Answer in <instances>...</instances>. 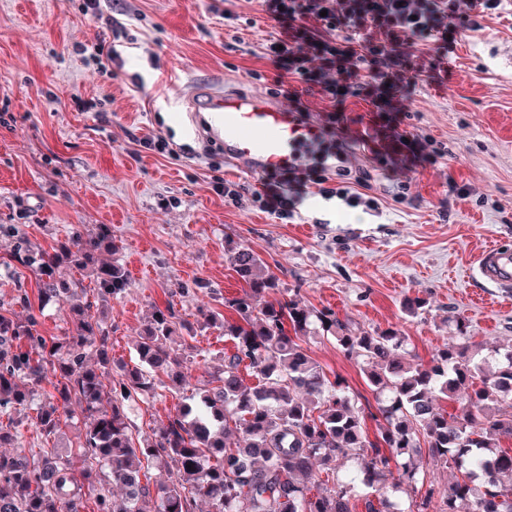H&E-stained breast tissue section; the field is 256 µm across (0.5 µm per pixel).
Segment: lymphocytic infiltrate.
I'll return each mask as SVG.
<instances>
[{"instance_id": "obj_1", "label": "lymphocytic infiltrate", "mask_w": 512, "mask_h": 512, "mask_svg": "<svg viewBox=\"0 0 512 512\" xmlns=\"http://www.w3.org/2000/svg\"><path fill=\"white\" fill-rule=\"evenodd\" d=\"M503 0H262L273 23L261 55L276 71L274 84L293 107L305 112L309 99L328 101L329 125L343 123L348 97L360 95L379 119L402 111L418 82L448 67L458 36L477 31ZM342 141L321 143L317 163L301 179L295 170L267 179L252 203L281 221L297 217L308 184L348 207L379 212L376 197L358 192L343 168L329 170L326 157H343ZM340 182L327 188L328 172Z\"/></svg>"}]
</instances>
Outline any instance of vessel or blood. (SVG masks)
Wrapping results in <instances>:
<instances>
[{
    "instance_id": "b4317fda",
    "label": "vessel or blood",
    "mask_w": 512,
    "mask_h": 512,
    "mask_svg": "<svg viewBox=\"0 0 512 512\" xmlns=\"http://www.w3.org/2000/svg\"><path fill=\"white\" fill-rule=\"evenodd\" d=\"M189 111L200 113L208 134L223 143L231 160L260 171H285L301 164L303 152L321 140L324 127L304 122L296 109L273 98L238 89L195 87ZM478 272L499 287H512V251L490 247Z\"/></svg>"
}]
</instances>
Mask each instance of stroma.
Instances as JSON below:
<instances>
[{
	"mask_svg": "<svg viewBox=\"0 0 512 512\" xmlns=\"http://www.w3.org/2000/svg\"><path fill=\"white\" fill-rule=\"evenodd\" d=\"M82 0H0V306L24 318L17 286L36 295L34 276L6 268L20 239L51 247L73 227L112 230L115 256L147 270L105 302L103 325L114 361L134 364L135 343L154 308L174 302L193 317L202 306L223 308L241 284L227 260L234 243L251 248L280 280L283 296L334 310L364 329L401 330L418 359L456 342L450 324L462 317L480 356L512 344V291L472 274L488 243L512 249V0L481 30L464 32L446 73L419 83L406 111L394 114L401 143L376 154L365 136L367 103L346 102L353 118L346 167L369 176L380 213L351 209L309 188L302 221L284 224L250 204L218 196L230 179L251 196L263 173L237 166L224 147L203 139L183 96L205 84L267 94L275 71L260 56L271 23L245 0H133L124 16L134 41L102 72L75 52L106 33L85 15ZM253 18L233 40L225 10ZM262 80L252 79V71ZM100 100L80 112L73 97ZM166 136L162 156L140 145ZM420 300L415 314L407 300ZM309 355L338 375L369 418L375 396L355 360L334 341L309 339ZM190 384L210 380L231 341L202 330ZM178 397L138 396L126 404L134 435L167 422Z\"/></svg>",
	"mask_w": 512,
	"mask_h": 512,
	"instance_id": "35a3bbf8",
	"label": "stroma"
}]
</instances>
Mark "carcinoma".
<instances>
[{"mask_svg":"<svg viewBox=\"0 0 512 512\" xmlns=\"http://www.w3.org/2000/svg\"><path fill=\"white\" fill-rule=\"evenodd\" d=\"M110 252L112 236L101 226L94 234L75 228L49 251L26 241L14 253L35 277L39 308L68 306L70 327L61 337L43 336L22 289L14 303L26 317L0 314V415L8 419L0 422V512H195L199 500L208 512H354L357 496L365 512H512V454L499 446L512 439V412L495 406L512 397V346L495 350L498 367L487 370L464 321L450 316L460 342L419 362L397 329L353 328L330 308L267 300L278 277L252 249L236 246L228 260L242 293L224 301L235 317L201 308L192 323L171 304L156 308L136 347L138 363L122 366L114 384L109 336L70 277L89 272L103 301L123 294L128 272L118 259L102 260ZM198 327L219 331L234 351L166 424L134 440L124 401L187 390L191 360L170 343L177 337L197 353ZM309 336L335 340L361 364L378 403L375 439L345 383L303 347ZM244 370L255 384L245 382ZM437 392L462 395L458 410L438 411ZM74 403L86 419L81 469L67 447L34 455L16 446L21 421L12 414L36 406L33 425L54 437ZM339 457L353 463L344 475L336 471ZM151 461L163 465L153 493L142 484ZM316 464L325 479L313 480ZM431 466L453 471L438 498L432 488L417 492ZM388 486L409 492L407 508L371 499Z\"/></svg>","mask_w":512,"mask_h":512,"instance_id":"cac0c4a2","label":"carcinoma"}]
</instances>
